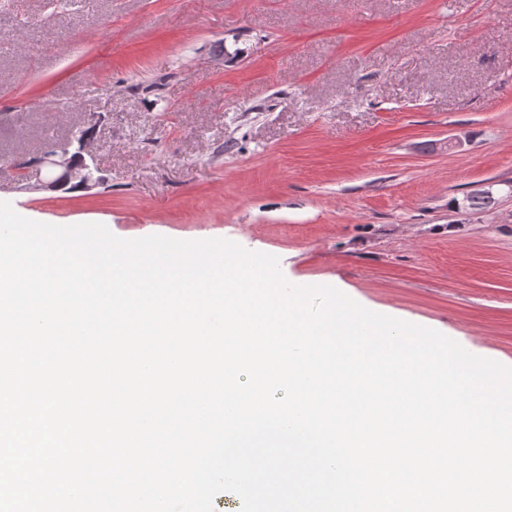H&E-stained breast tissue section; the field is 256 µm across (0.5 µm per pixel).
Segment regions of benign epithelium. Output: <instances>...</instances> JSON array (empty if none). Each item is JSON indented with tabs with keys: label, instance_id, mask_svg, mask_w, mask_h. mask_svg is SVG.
<instances>
[{
	"label": "benign epithelium",
	"instance_id": "7a95c632",
	"mask_svg": "<svg viewBox=\"0 0 512 512\" xmlns=\"http://www.w3.org/2000/svg\"><path fill=\"white\" fill-rule=\"evenodd\" d=\"M89 142L87 137L78 143L69 141L49 148L35 162L17 165L16 180L21 188L29 189L31 174L35 173L44 175L38 184L50 190L68 183H76L84 190L97 187L103 178Z\"/></svg>",
	"mask_w": 512,
	"mask_h": 512
}]
</instances>
